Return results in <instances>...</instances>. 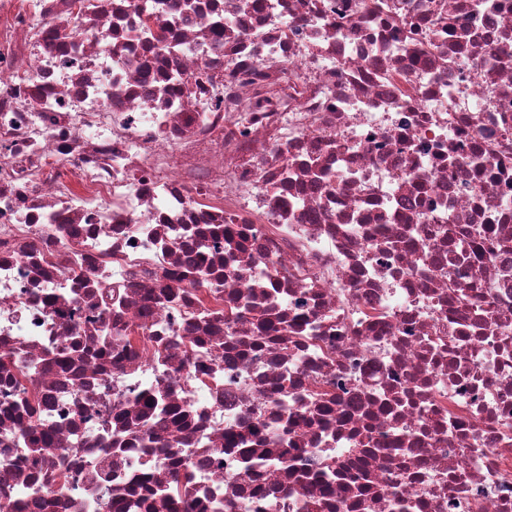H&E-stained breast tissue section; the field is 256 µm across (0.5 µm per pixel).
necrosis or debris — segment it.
<instances>
[{
	"label": "necrosis or debris",
	"mask_w": 512,
	"mask_h": 512,
	"mask_svg": "<svg viewBox=\"0 0 512 512\" xmlns=\"http://www.w3.org/2000/svg\"><path fill=\"white\" fill-rule=\"evenodd\" d=\"M117 489L512 512V0H0V512Z\"/></svg>",
	"instance_id": "4bbe7bcc"
}]
</instances>
